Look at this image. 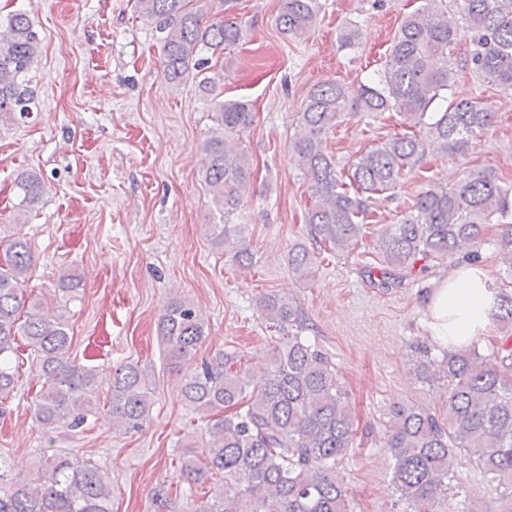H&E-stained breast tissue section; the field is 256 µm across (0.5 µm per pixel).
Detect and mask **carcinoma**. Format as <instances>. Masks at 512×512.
I'll return each instance as SVG.
<instances>
[{"label":"carcinoma","mask_w":512,"mask_h":512,"mask_svg":"<svg viewBox=\"0 0 512 512\" xmlns=\"http://www.w3.org/2000/svg\"><path fill=\"white\" fill-rule=\"evenodd\" d=\"M193 0H136L139 16L159 27L163 38V73L180 86L189 77L212 95L217 125L199 145L203 182L221 223L211 224V241L229 247L242 269L254 253L231 234L230 217L253 185L254 169L245 149L232 146L253 126L255 113L241 100H222L216 81L203 75L207 51L221 55L244 39V28L229 16L236 0H219L224 19L206 22ZM458 15L463 26L452 19ZM318 22L316 0H282L277 18L281 32L302 40ZM469 50L465 62L483 83L512 90V0H422L405 14L381 69L360 84L351 98L335 80L307 92L291 149L304 170L311 207L307 214L315 242L331 251H351L374 221L375 203L393 191L429 150L465 152L472 140L494 123L477 99L448 102L458 64L452 50L459 29ZM362 31L353 24L339 32L340 44L359 45ZM40 53L29 16H10L0 36V124L30 112L33 95L27 75ZM347 112L377 116L394 112L405 131L364 151L348 173L337 169L327 151L328 136ZM21 200L16 223L40 199L43 182L27 174L17 183ZM512 189L493 171L466 175L451 186L428 184L412 203L379 224L370 246L380 267L368 270L382 287L402 280L419 261L463 253L479 258L483 226L499 224L495 245L512 278ZM33 265L27 239L14 234L0 262V403L17 384L9 359L23 333L37 354L42 381L34 405L44 433L83 427L95 412L103 383L99 372L71 356L66 320L44 298H27L23 286ZM299 279L315 273V257L304 247L289 255ZM259 308L281 327H302L298 311L276 295H265ZM494 317L512 325V285L496 292ZM157 335L168 364L192 359L205 337L202 318L189 302L170 301L158 319ZM502 357L467 348L446 356L442 379L448 398L443 411L392 406L387 448L393 459L391 481L401 512H440L443 497L456 479L454 458L464 451L488 481L503 487L505 501L493 512H512V334L500 343ZM112 427L138 429L148 416L150 391L139 365L128 362L108 376ZM182 399L208 417L221 414L204 443L205 462H184L191 484L209 474L224 477V498L193 502V512H351L349 486L338 469L355 448L356 429L348 396L328 359L299 332L279 337L269 366L261 374L224 362L220 354L187 374ZM112 491L98 468L77 458L52 454L45 467L24 485L0 479V512H112Z\"/></svg>","instance_id":"cac0c4a2"}]
</instances>
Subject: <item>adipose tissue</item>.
Returning a JSON list of instances; mask_svg holds the SVG:
<instances>
[{"instance_id": "adipose-tissue-1", "label": "adipose tissue", "mask_w": 512, "mask_h": 512, "mask_svg": "<svg viewBox=\"0 0 512 512\" xmlns=\"http://www.w3.org/2000/svg\"><path fill=\"white\" fill-rule=\"evenodd\" d=\"M495 307V290L485 268L457 265L441 277L424 304L430 336L448 348L470 344L486 335Z\"/></svg>"}]
</instances>
